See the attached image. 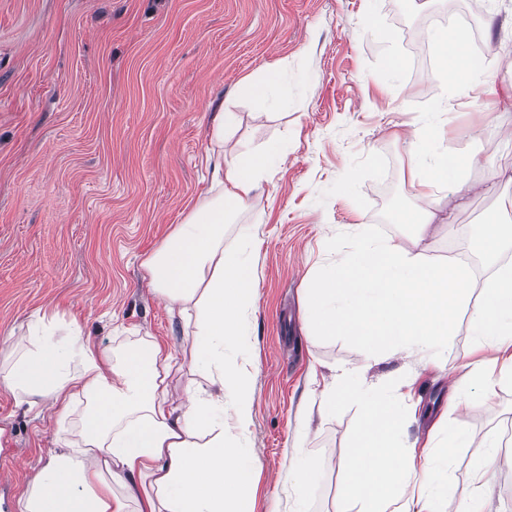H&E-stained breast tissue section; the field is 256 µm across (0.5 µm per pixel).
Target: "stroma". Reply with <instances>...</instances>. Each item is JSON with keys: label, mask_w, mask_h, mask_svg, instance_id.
I'll list each match as a JSON object with an SVG mask.
<instances>
[{"label": "stroma", "mask_w": 512, "mask_h": 512, "mask_svg": "<svg viewBox=\"0 0 512 512\" xmlns=\"http://www.w3.org/2000/svg\"><path fill=\"white\" fill-rule=\"evenodd\" d=\"M473 60L512 82V0H478ZM448 0H0V340L39 309L78 320L114 358L149 334L189 359L184 323L170 317L141 261L209 195L204 160L211 117L238 120L224 143L281 149L260 198L235 212L224 245L257 234L256 302L244 324L255 390L252 420L226 439L254 449L253 512H288V471L311 460L318 476L304 512H353L343 463L360 426L356 402L305 418L333 372L357 369L371 386L414 378L419 405L409 441L428 445L439 421L468 433L448 462L442 512H458L482 444L512 443V382L480 383L474 403L448 409V378L475 360L469 308L440 348L445 368L394 350L365 358L345 336L307 335L314 271L340 262L352 227L401 240L433 264L478 258V225L512 200V145L496 125L502 103L445 108L432 80V41L415 57V27L431 31ZM278 73L270 104L244 87ZM435 120L434 150L465 154L477 189L447 187L441 223L424 240L395 223L412 206L414 159L405 132ZM490 402H483V395ZM54 419L0 390V512H17L31 476L62 438Z\"/></svg>", "instance_id": "35a3bbf8"}]
</instances>
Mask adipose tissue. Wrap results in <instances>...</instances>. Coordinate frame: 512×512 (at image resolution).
Segmentation results:
<instances>
[{"label":"adipose tissue","mask_w":512,"mask_h":512,"mask_svg":"<svg viewBox=\"0 0 512 512\" xmlns=\"http://www.w3.org/2000/svg\"><path fill=\"white\" fill-rule=\"evenodd\" d=\"M432 38L452 63L433 77L461 98L477 88L512 98V84L500 86L491 68L476 65L465 51L468 35L457 27L440 28ZM434 128L414 131L416 162L410 169L414 203L400 221L425 235L437 220V192L455 184L464 193L466 161L458 155H430ZM278 152H242L225 158L211 151L212 197L195 206L183 224L142 262L153 291L170 313L192 321L186 338L191 366L206 374L212 389H187L182 402L170 394L167 378L178 365L174 350L153 338L129 348L121 362L109 350L85 340L77 321L57 338L58 312L38 314L23 337L15 360L0 370V387L22 397L36 415L53 410L65 423L82 407L76 438L63 439L18 500V512H251L253 460L239 443L224 439V411L232 409L246 428L254 390L249 374L224 372V347L236 345L246 355L243 312L256 300L255 241L244 238L234 249L224 246V224L234 208L259 198L260 182ZM481 300L471 318L478 350L504 353L503 362L484 358L471 363L454 383L450 408L470 405L468 381H512V263L496 264L475 280L460 264L427 263L392 238H378L358 227L351 251L338 264L316 271L308 290L307 328L314 336L350 337L369 355L401 347L423 355L447 339L454 319L472 290ZM232 385V403L224 401ZM410 379L382 389L362 388L356 372L338 375L334 389L320 402L335 408L344 396L355 397L361 425L346 464L347 490L357 512H439L441 478L452 449L468 446L469 436L443 432L440 453L417 455L406 437L411 423L400 393ZM501 442H486L475 463L471 489L460 512H486L490 474L512 468ZM124 498H116L115 489Z\"/></svg>","instance_id":"ef3b65f1"}]
</instances>
